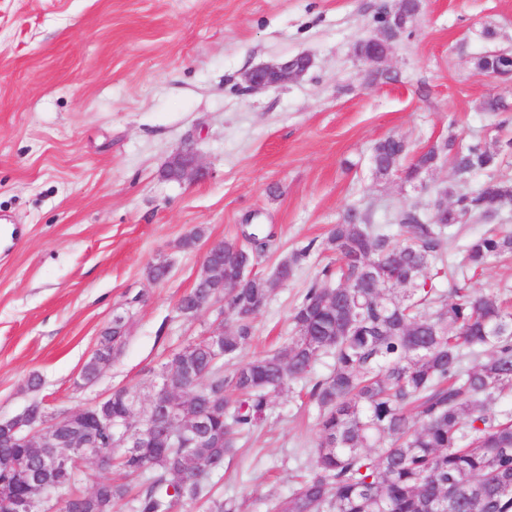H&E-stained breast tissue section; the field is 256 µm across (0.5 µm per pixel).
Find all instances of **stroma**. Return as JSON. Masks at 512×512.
<instances>
[{
  "instance_id": "stroma-1",
  "label": "stroma",
  "mask_w": 512,
  "mask_h": 512,
  "mask_svg": "<svg viewBox=\"0 0 512 512\" xmlns=\"http://www.w3.org/2000/svg\"><path fill=\"white\" fill-rule=\"evenodd\" d=\"M421 3L382 63L385 81L354 48L374 33L379 7L398 0H0V220L17 229L0 250V419L36 400L73 412L120 387L148 399L172 352L233 327L223 303L189 320L176 304L207 244L247 224L268 237L257 273L309 250L254 319L243 355L278 348L332 259L323 242L346 209L389 224L402 208L429 212L435 190L456 182L446 164L415 185L375 178L378 140L401 137L416 154L452 130L491 148L512 139V109H484L492 96L512 106V83L473 66L512 46V0ZM300 53L312 58L303 79L242 92L244 71ZM187 147L201 175L168 178ZM198 226L203 240L182 248ZM160 262L169 274L151 281ZM460 285L512 302V256ZM118 315L121 352L79 385ZM34 373L36 393L26 387ZM307 387L275 398L215 476L240 512H266L309 473L319 433Z\"/></svg>"
}]
</instances>
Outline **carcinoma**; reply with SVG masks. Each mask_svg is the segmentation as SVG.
I'll use <instances>...</instances> for the list:
<instances>
[{"label":"carcinoma","mask_w":512,"mask_h":512,"mask_svg":"<svg viewBox=\"0 0 512 512\" xmlns=\"http://www.w3.org/2000/svg\"><path fill=\"white\" fill-rule=\"evenodd\" d=\"M421 0H400L402 24L383 9L376 33L362 40L358 53L369 54L407 33ZM481 73L512 68V50L491 49L474 60ZM512 142L491 149L479 141L459 145L452 132L417 157L408 158L406 141H378L370 163L375 175H397L413 182L447 162L457 183L438 194L451 198L447 208L422 215L402 208L395 216L402 239L374 223L371 210L348 209L332 225L324 249L336 253L339 284H312L292 313L293 335L277 350L240 361L253 333V320L273 287L251 288L239 279L243 252L257 258L266 247L257 234L252 247L236 239L219 242L224 285L197 283L177 306L189 317L205 311L215 293L224 295L235 319L224 331V355L216 358L210 340L183 345L162 363L179 418L174 431L193 435L198 416L206 415L207 435L187 446L176 439L156 448L112 445V433L99 432L100 448L128 476H146L135 512H177L206 497L209 512H238L232 501L210 496V480L271 409L272 398L312 373L324 357L330 373L309 392L317 408L320 441L314 468L295 490L271 504L273 512H512V414L497 419L490 405L512 393V310L485 293L453 288L437 293L428 271L448 276L449 229L478 215L498 217L512 204V182L495 171ZM486 179L469 190L472 174ZM512 253V233L472 237L465 266L472 270ZM127 322L118 316L99 338L97 352L82 374L95 380L102 365L121 350ZM472 360L474 365L466 366ZM137 393L112 392V417L125 420L126 400ZM30 450L0 431V483L7 465ZM71 476L62 500L66 512H112L127 495L125 485L99 478L91 491L74 489Z\"/></svg>","instance_id":"carcinoma-1"}]
</instances>
